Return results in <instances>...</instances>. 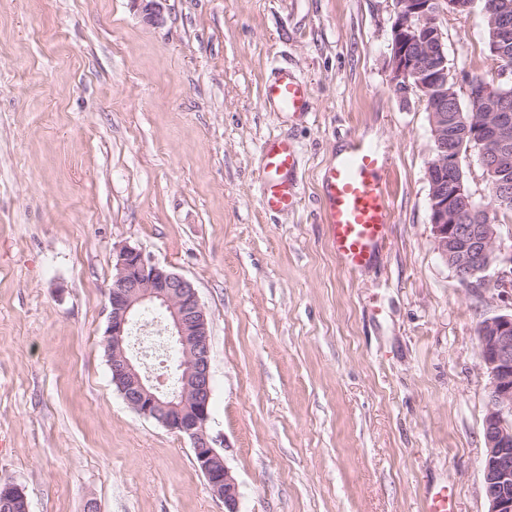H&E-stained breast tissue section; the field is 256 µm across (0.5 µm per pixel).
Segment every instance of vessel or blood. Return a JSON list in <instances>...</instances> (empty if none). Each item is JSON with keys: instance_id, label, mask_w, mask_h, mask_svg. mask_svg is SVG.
I'll use <instances>...</instances> for the list:
<instances>
[{"instance_id": "1", "label": "vessel or blood", "mask_w": 512, "mask_h": 512, "mask_svg": "<svg viewBox=\"0 0 512 512\" xmlns=\"http://www.w3.org/2000/svg\"><path fill=\"white\" fill-rule=\"evenodd\" d=\"M263 100L280 112L304 113L313 105L307 84L285 69L265 84ZM259 193L267 212L285 213L298 204L292 177L298 166L295 146L268 137L261 149ZM388 159L364 137L355 135L345 152L327 164L321 181L323 222L329 243L350 269L367 266L388 238L392 201L388 189Z\"/></svg>"}]
</instances>
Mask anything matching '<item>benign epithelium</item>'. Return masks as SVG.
<instances>
[{
    "label": "benign epithelium",
    "mask_w": 512,
    "mask_h": 512,
    "mask_svg": "<svg viewBox=\"0 0 512 512\" xmlns=\"http://www.w3.org/2000/svg\"><path fill=\"white\" fill-rule=\"evenodd\" d=\"M396 21L391 30L390 83L405 97L414 92L425 103L434 159L427 165L429 221L437 251L456 278L471 288L488 286L512 292V251L498 244L497 221L470 205L473 197L463 177L461 156L466 141L481 148L486 174L496 178L498 193L512 195V68L499 69L495 89L470 82L469 97L487 113L475 121L463 116L445 53V35L438 21L440 0H394ZM448 10L479 7L492 31L491 50L498 54L512 43L507 8L491 10L482 0H449ZM110 316L105 331L112 382L137 414L153 418L187 436L195 462L225 512H238V484L207 432L210 417L211 370L208 318L194 284L133 247L116 255L108 289ZM156 309L165 318L164 332L178 352L175 379L161 384L143 369L130 351V336L140 312ZM479 354L490 379L484 420L487 448L483 463L488 512H512V313L481 324ZM29 512L19 486L0 484V505Z\"/></svg>",
    "instance_id": "benign-epithelium-1"
}]
</instances>
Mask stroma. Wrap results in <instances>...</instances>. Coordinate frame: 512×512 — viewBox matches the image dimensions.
Masks as SVG:
<instances>
[{
    "mask_svg": "<svg viewBox=\"0 0 512 512\" xmlns=\"http://www.w3.org/2000/svg\"><path fill=\"white\" fill-rule=\"evenodd\" d=\"M0 0V481L30 512H224L188 437L112 382L108 287L130 246L208 312L209 434L239 512H488L477 328L512 309L437 252L419 96L390 85L394 0ZM459 97L495 74L480 10L443 13ZM285 68L313 108L277 112ZM299 153L263 209L260 147ZM391 156L372 263L328 243L321 178L349 136ZM262 170L259 193L263 208L270 213H285L298 205L292 177L298 166L295 146L288 140L269 136L261 149Z\"/></svg>",
    "mask_w": 512,
    "mask_h": 512,
    "instance_id": "1",
    "label": "stroma"
}]
</instances>
